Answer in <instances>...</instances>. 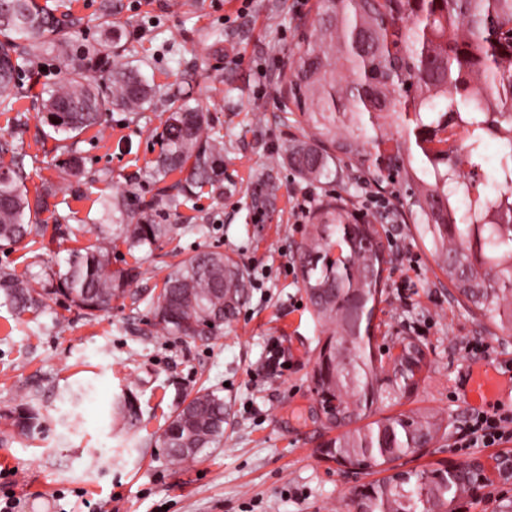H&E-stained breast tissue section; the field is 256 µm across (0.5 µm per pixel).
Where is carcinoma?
Wrapping results in <instances>:
<instances>
[{
    "mask_svg": "<svg viewBox=\"0 0 512 512\" xmlns=\"http://www.w3.org/2000/svg\"><path fill=\"white\" fill-rule=\"evenodd\" d=\"M102 41L83 46L78 66L64 64L60 86L45 100L46 120L57 133L80 134L103 124L114 109L136 113L156 98V90L132 66L110 62L108 50L121 38L112 21V0L101 4ZM315 45L298 53L289 67V90L308 128L304 140L285 149L299 176L320 182L332 165L362 169L382 188L389 178L408 199L407 220L415 235L441 262L464 305L501 330L512 329V0H317ZM76 21L38 0H0V106L12 108L20 87V62L51 47L68 56ZM401 133H391L392 117ZM462 139L448 134V119ZM206 113L182 99L168 102L164 147L151 176L160 185L147 207L129 214L128 224L70 251L64 268L44 281L0 267V299L16 315L35 313L47 300L75 306L87 316L112 308L123 298L132 270L112 268L121 243L131 253H153L180 229L160 224L145 212L192 201L223 188L224 136L205 133ZM501 152L495 193L476 179L458 180L457 157L467 152L479 166L487 140ZM10 155L0 171V242L22 244L42 236L38 223L48 210L52 187L29 195L24 184L28 154L0 143ZM386 246L369 220L328 202L309 219L297 269L312 316L326 327L327 371L315 391L322 409L335 408L347 424L371 413V406L418 384L404 355L384 365L372 346V322L386 271ZM249 276L233 257L199 250L180 261L150 301L154 319L172 336L216 337L245 303ZM128 427L141 408L130 394L113 403ZM33 404L0 412V442L30 435L41 426ZM224 396L201 387L183 397L161 436L169 461L196 459L224 439ZM439 429L432 415H400L347 431L323 443L375 466L413 454ZM369 507L383 512H454L465 484H448L438 471L411 473L399 482L373 486Z\"/></svg>",
    "mask_w": 512,
    "mask_h": 512,
    "instance_id": "cac0c4a2",
    "label": "carcinoma"
}]
</instances>
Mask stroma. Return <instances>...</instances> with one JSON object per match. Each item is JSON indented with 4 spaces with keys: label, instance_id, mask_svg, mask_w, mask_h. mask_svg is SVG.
<instances>
[{
    "label": "stroma",
    "instance_id": "1",
    "mask_svg": "<svg viewBox=\"0 0 512 512\" xmlns=\"http://www.w3.org/2000/svg\"><path fill=\"white\" fill-rule=\"evenodd\" d=\"M70 9L77 45L101 39V0H46ZM122 39L117 60L140 68L163 97H186L224 136V192L155 212L163 224H200L153 254L115 251V264L136 268L125 298L97 319L49 302L15 316L0 305V410L32 403L45 420L34 436L0 445V469L12 472L21 512H349L351 490L367 476L346 472L322 453L329 434L318 411L312 367L322 326L312 317L294 260L308 214L295 202L311 189L316 204L339 197L376 224L387 247V271L373 321V344L411 338L424 351L418 386L380 405L376 418L432 414L441 429L398 468L415 471L478 460L486 478L456 500L457 512H512V476L499 471L512 438L492 448H456L477 412H512V389L483 405L470 403L471 373L494 365L512 381V332L469 311L434 257L413 239L405 200L381 191L340 163L331 181L310 183L286 163L300 139L282 123L289 65L314 42L316 0H112ZM60 58L43 54L21 77V99L0 112V141L29 155L25 184L49 185L42 223L62 220L80 242L95 239L122 215L102 216L106 199L150 200L154 161L163 147L162 100L133 115L111 111L79 135L54 133L43 119L47 91L61 79ZM79 156L90 182L63 179L58 164ZM219 250L244 265L246 303L208 341L171 336L154 320L149 300L181 259ZM55 241L24 249L0 243V267L38 279L64 266ZM483 340L474 356L465 345ZM224 397V439L195 460L169 463L159 436L181 397L200 386ZM139 398L142 423L126 429L110 418L116 396Z\"/></svg>",
    "mask_w": 512,
    "mask_h": 512
}]
</instances>
